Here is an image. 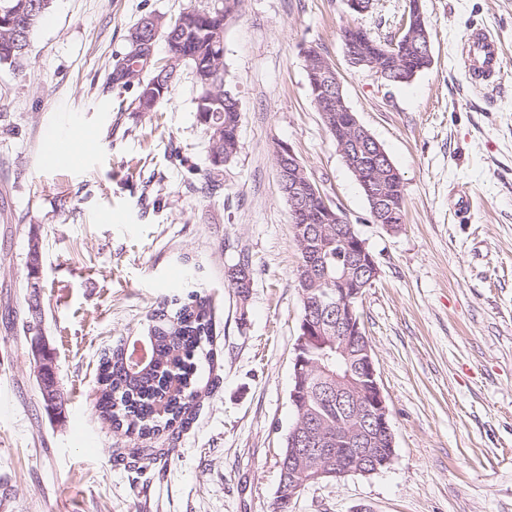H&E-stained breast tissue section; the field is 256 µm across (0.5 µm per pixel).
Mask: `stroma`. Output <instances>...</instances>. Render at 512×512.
<instances>
[{"label":"stroma","mask_w":512,"mask_h":512,"mask_svg":"<svg viewBox=\"0 0 512 512\" xmlns=\"http://www.w3.org/2000/svg\"><path fill=\"white\" fill-rule=\"evenodd\" d=\"M210 2L52 0L23 66L0 65V512H271L302 308L280 142L377 263L359 313L395 435L390 465L311 485L288 512H512V0H421L434 62L399 86L352 67L342 31L389 42L409 0L360 14L344 0H242L224 30L240 147L209 194L190 69L154 112L137 111V86L112 73L141 17ZM470 26L502 45L495 86L474 87L460 66ZM311 48L398 170L405 224L373 222L312 100ZM460 187L466 213L449 202ZM242 255L244 298L225 285ZM191 291L214 306L201 402L186 428L152 440L156 455L133 457L136 441L91 403L98 361ZM33 300L41 322L28 334ZM37 338L54 352L58 418L40 391Z\"/></svg>","instance_id":"35a3bbf8"}]
</instances>
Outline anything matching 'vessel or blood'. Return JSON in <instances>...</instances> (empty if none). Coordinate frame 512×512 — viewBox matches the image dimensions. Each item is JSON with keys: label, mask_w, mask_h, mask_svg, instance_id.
Here are the masks:
<instances>
[{"label": "vessel or blood", "mask_w": 512, "mask_h": 512, "mask_svg": "<svg viewBox=\"0 0 512 512\" xmlns=\"http://www.w3.org/2000/svg\"><path fill=\"white\" fill-rule=\"evenodd\" d=\"M460 61L474 85H492L502 76L501 45L486 27L473 26L467 30L461 43Z\"/></svg>", "instance_id": "obj_1"}]
</instances>
